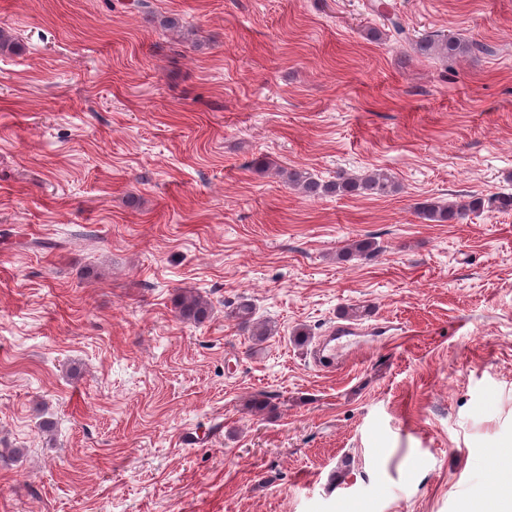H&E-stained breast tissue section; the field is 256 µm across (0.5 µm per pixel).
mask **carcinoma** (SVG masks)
<instances>
[{
  "label": "carcinoma",
  "instance_id": "obj_1",
  "mask_svg": "<svg viewBox=\"0 0 512 512\" xmlns=\"http://www.w3.org/2000/svg\"><path fill=\"white\" fill-rule=\"evenodd\" d=\"M383 16L390 25V37L399 43L409 44L413 52L419 56L453 62L461 56L478 58L492 52V49L483 43L449 37L441 33L429 34L415 40L406 32L397 14L385 11ZM286 177L289 185L309 198L327 195L387 197L397 191V184L391 174L382 169L361 174L340 169L336 171L334 178L328 181H321L307 171L297 170L286 173ZM509 211H512V192H501L487 198L471 196L460 202L427 199L417 206L420 218L434 224H459L471 214ZM375 250L374 241L367 238L358 239L350 243L339 259L348 261L354 257L369 256ZM176 309L181 319L200 324L210 316L212 305L201 295L189 292L179 297ZM227 315L248 325L252 335L258 340L272 333V327L268 323L253 319L252 307L248 303L237 305L227 312Z\"/></svg>",
  "mask_w": 512,
  "mask_h": 512
}]
</instances>
